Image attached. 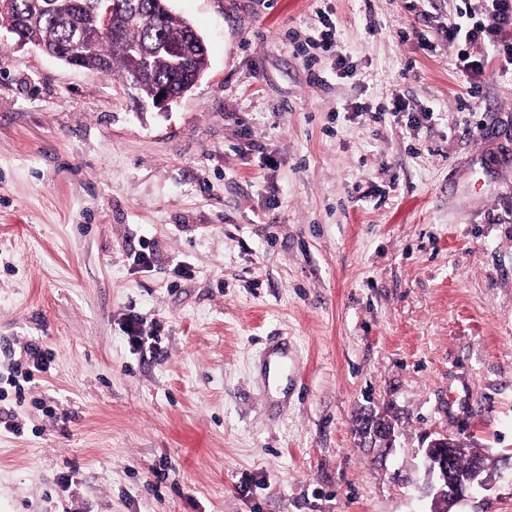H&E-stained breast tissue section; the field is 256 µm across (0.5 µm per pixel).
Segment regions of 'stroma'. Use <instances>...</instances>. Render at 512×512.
Returning a JSON list of instances; mask_svg holds the SVG:
<instances>
[{"mask_svg":"<svg viewBox=\"0 0 512 512\" xmlns=\"http://www.w3.org/2000/svg\"><path fill=\"white\" fill-rule=\"evenodd\" d=\"M168 4L209 61L164 111L0 31V512H428L429 434L512 452V72L446 36L479 0ZM501 473L459 512H512ZM381 417H370V418H361L358 419L359 424L364 429L368 427L371 422L377 423L379 422ZM373 442L379 443V447L384 448V451H390L393 449V442L395 440V428L394 426L386 425V424H376L372 430L370 431Z\"/></svg>","mask_w":512,"mask_h":512,"instance_id":"obj_1","label":"stroma"}]
</instances>
